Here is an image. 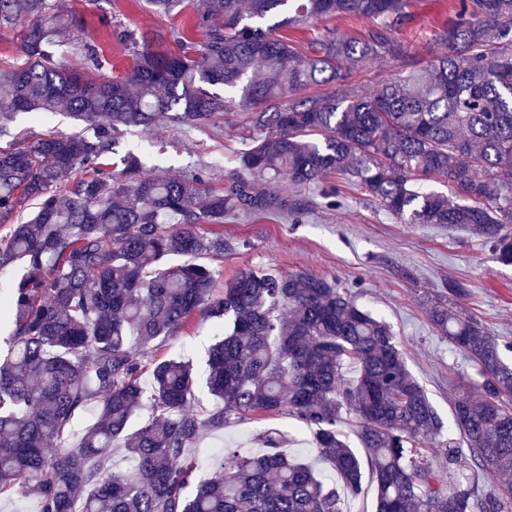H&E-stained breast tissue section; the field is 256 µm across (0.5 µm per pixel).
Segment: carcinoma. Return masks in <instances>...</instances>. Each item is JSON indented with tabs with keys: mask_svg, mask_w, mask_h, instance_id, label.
I'll list each match as a JSON object with an SVG mask.
<instances>
[{
	"mask_svg": "<svg viewBox=\"0 0 512 512\" xmlns=\"http://www.w3.org/2000/svg\"><path fill=\"white\" fill-rule=\"evenodd\" d=\"M410 0H200L181 28L156 35L181 53L158 55L125 28L111 37L135 59L126 77L97 80L62 67L60 37L102 64L85 21L54 0H0V28L20 27L22 63L0 66V120L18 112L65 111L85 125L70 136L0 148V221L24 201L29 219L11 225L0 271L25 270L0 300V500L33 497L39 512H342L340 491L362 489L369 473L376 512H512V367L486 327L458 314L448 295L429 302L432 325L479 367L480 395L453 405L473 467L450 484L427 462L435 445L448 465L463 454L424 387L410 373L390 326L323 277L245 268L221 283L190 262L224 254V235L199 231L261 214L295 218L340 193L336 177L408 224L463 228L512 263V0H459L438 39L446 51L425 66L409 59L399 32ZM224 18L222 23L213 17ZM326 16L360 17V38L328 30L302 45L281 30ZM203 31L202 40L195 39ZM402 70L341 98L310 88L348 82L373 61ZM220 86L224 94L210 91ZM262 133L236 156L223 190L164 174L140 175L130 152L122 169L105 156L122 132L144 134L160 120L208 127L235 101ZM299 189L272 187L282 173ZM442 178L450 194L428 189ZM188 258L171 267L168 257ZM220 332L206 365L211 409H187L193 364L149 358L156 342L195 315ZM135 337L137 346L129 343ZM347 364L357 368L344 377ZM149 373L150 387L142 375ZM96 417L70 442L76 413ZM150 403L153 416L132 429ZM285 412L315 429L317 455L342 484L278 448L268 431L258 454L224 449L222 466L199 474L188 450L232 418ZM358 423L361 457L337 431ZM55 448H47L48 443ZM121 448L130 465H112Z\"/></svg>",
	"mask_w": 512,
	"mask_h": 512,
	"instance_id": "obj_1",
	"label": "carcinoma"
}]
</instances>
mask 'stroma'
Returning a JSON list of instances; mask_svg holds the SVG:
<instances>
[{
  "label": "stroma",
  "instance_id": "obj_1",
  "mask_svg": "<svg viewBox=\"0 0 512 512\" xmlns=\"http://www.w3.org/2000/svg\"><path fill=\"white\" fill-rule=\"evenodd\" d=\"M197 0H186L177 14H159L145 0H56L58 7L75 12L90 23V31L106 61L103 70L90 67L78 55L61 54L67 69L95 79L127 74L132 56L107 37L109 25L120 23L137 35L180 28L193 14ZM417 19L402 29L400 38L410 58L427 64L442 45L436 35L453 19L455 0H417ZM246 113H224L207 128L178 127L161 122L149 134L121 135L108 163L118 162L126 151L139 154L147 175L164 174L190 179L202 176L215 188H223L236 169L234 157L243 149L241 139ZM0 134V148L14 141L42 135L70 134L76 126L59 112L17 113ZM339 205L318 207L301 218L258 215L224 225V255L214 266L221 278L230 279L239 270L260 268L276 275L312 273L349 289L359 306L391 325L406 357L410 372L425 388L442 422L443 433L459 437L450 401L472 391L481 381L474 364L450 345L431 325L423 305L425 297L444 290L448 281L467 284L465 296L455 299L459 313L481 322L499 344L501 356L512 363V265L497 260L491 244L467 232L435 224H407L367 197L341 186ZM216 341L210 320L194 317L189 325L169 337L157 357L179 355L196 370L193 411L210 406L205 387L208 350ZM273 430L280 446L290 455L310 463L325 481H334L333 471L315 451V432L285 414L232 420L224 429L206 433L193 454L208 458L210 467L223 461L224 447L253 453L263 448V435Z\"/></svg>",
  "mask_w": 512,
  "mask_h": 512
}]
</instances>
